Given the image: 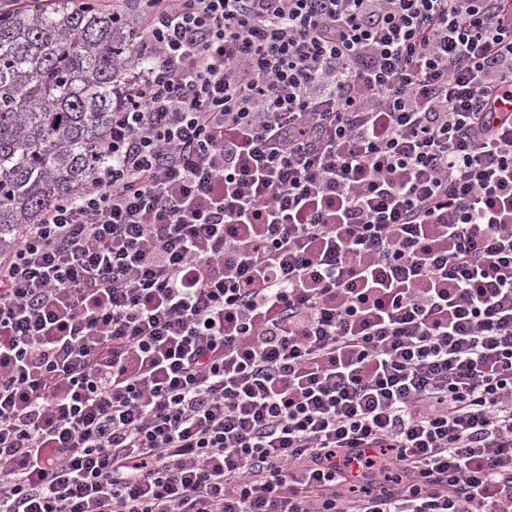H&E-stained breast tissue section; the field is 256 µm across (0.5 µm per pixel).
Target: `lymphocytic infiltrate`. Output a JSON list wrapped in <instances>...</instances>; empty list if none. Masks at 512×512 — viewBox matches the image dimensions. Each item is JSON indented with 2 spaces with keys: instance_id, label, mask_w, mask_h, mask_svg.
<instances>
[{
  "instance_id": "f902f5d3",
  "label": "lymphocytic infiltrate",
  "mask_w": 512,
  "mask_h": 512,
  "mask_svg": "<svg viewBox=\"0 0 512 512\" xmlns=\"http://www.w3.org/2000/svg\"><path fill=\"white\" fill-rule=\"evenodd\" d=\"M144 2L0 253V512H512V0Z\"/></svg>"
}]
</instances>
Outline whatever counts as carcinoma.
Segmentation results:
<instances>
[{
	"label": "carcinoma",
	"instance_id": "obj_1",
	"mask_svg": "<svg viewBox=\"0 0 512 512\" xmlns=\"http://www.w3.org/2000/svg\"><path fill=\"white\" fill-rule=\"evenodd\" d=\"M131 16L107 0L0 11V253L93 176L136 51Z\"/></svg>",
	"mask_w": 512,
	"mask_h": 512
}]
</instances>
